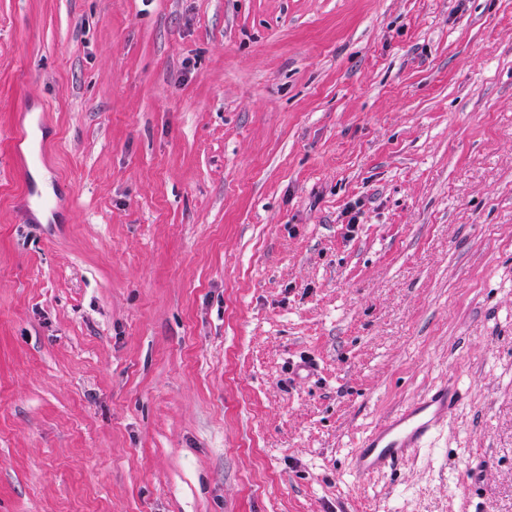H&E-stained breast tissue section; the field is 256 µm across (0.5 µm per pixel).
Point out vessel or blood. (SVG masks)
<instances>
[{
	"label": "vessel or blood",
	"instance_id": "b4317fda",
	"mask_svg": "<svg viewBox=\"0 0 512 512\" xmlns=\"http://www.w3.org/2000/svg\"><path fill=\"white\" fill-rule=\"evenodd\" d=\"M456 383L427 392L397 416L370 432L356 449L351 467L357 477L394 468L430 438L436 425L460 403Z\"/></svg>",
	"mask_w": 512,
	"mask_h": 512
}]
</instances>
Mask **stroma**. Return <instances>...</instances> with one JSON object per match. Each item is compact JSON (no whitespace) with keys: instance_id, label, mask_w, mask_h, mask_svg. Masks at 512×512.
I'll use <instances>...</instances> for the list:
<instances>
[{"instance_id":"35a3bbf8","label":"stroma","mask_w":512,"mask_h":512,"mask_svg":"<svg viewBox=\"0 0 512 512\" xmlns=\"http://www.w3.org/2000/svg\"><path fill=\"white\" fill-rule=\"evenodd\" d=\"M0 512H512V0H0ZM462 394L455 382L429 391L397 416L370 432L356 449L351 462L357 477L393 469L430 438L436 425L460 403Z\"/></svg>"}]
</instances>
